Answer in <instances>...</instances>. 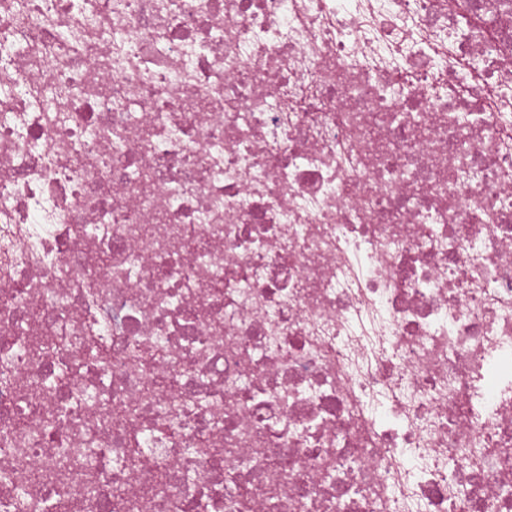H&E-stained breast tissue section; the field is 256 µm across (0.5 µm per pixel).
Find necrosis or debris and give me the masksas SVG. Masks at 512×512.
Masks as SVG:
<instances>
[{
    "mask_svg": "<svg viewBox=\"0 0 512 512\" xmlns=\"http://www.w3.org/2000/svg\"><path fill=\"white\" fill-rule=\"evenodd\" d=\"M512 512V0H0V512Z\"/></svg>",
    "mask_w": 512,
    "mask_h": 512,
    "instance_id": "obj_1",
    "label": "necrosis or debris"
}]
</instances>
